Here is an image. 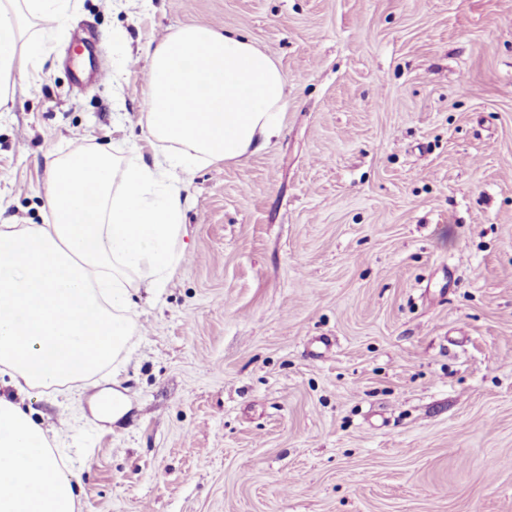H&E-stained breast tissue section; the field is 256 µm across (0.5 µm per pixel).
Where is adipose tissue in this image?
<instances>
[{
    "label": "adipose tissue",
    "mask_w": 512,
    "mask_h": 512,
    "mask_svg": "<svg viewBox=\"0 0 512 512\" xmlns=\"http://www.w3.org/2000/svg\"><path fill=\"white\" fill-rule=\"evenodd\" d=\"M72 0H0V108L50 52L26 24L60 22ZM147 129L165 149L147 165L94 145L49 161V224L0 225V377L17 393L93 379L125 351L130 287L156 288L187 257L188 198L175 170L233 161L282 129L285 82L267 52L208 25L146 47ZM65 458L47 429L0 395V512H76Z\"/></svg>",
    "instance_id": "obj_1"
}]
</instances>
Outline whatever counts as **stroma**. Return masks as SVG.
<instances>
[{"label": "stroma", "instance_id": "stroma-1", "mask_svg": "<svg viewBox=\"0 0 512 512\" xmlns=\"http://www.w3.org/2000/svg\"><path fill=\"white\" fill-rule=\"evenodd\" d=\"M192 24L275 58L282 131L180 174L119 370L25 396L77 512H512V0H74L0 109V224L51 223L77 144L153 161L143 50Z\"/></svg>", "mask_w": 512, "mask_h": 512}]
</instances>
